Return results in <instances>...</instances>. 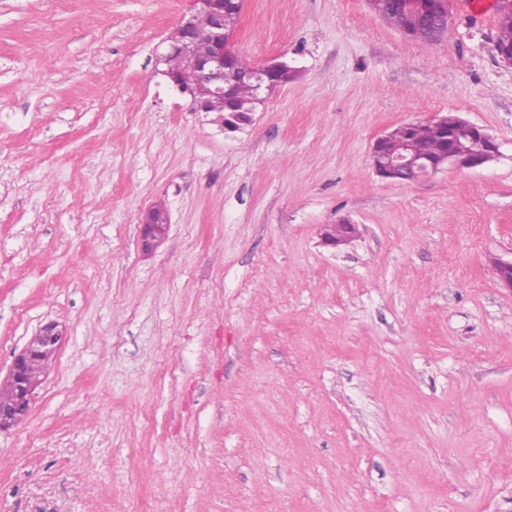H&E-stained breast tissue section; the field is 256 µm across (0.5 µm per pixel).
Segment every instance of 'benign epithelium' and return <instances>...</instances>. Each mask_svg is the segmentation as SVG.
I'll use <instances>...</instances> for the list:
<instances>
[{
    "instance_id": "1",
    "label": "benign epithelium",
    "mask_w": 512,
    "mask_h": 512,
    "mask_svg": "<svg viewBox=\"0 0 512 512\" xmlns=\"http://www.w3.org/2000/svg\"><path fill=\"white\" fill-rule=\"evenodd\" d=\"M191 2L193 8L189 15L183 17L179 26V29L184 32L183 40L170 45V53L177 52L191 59L211 91L222 95L226 91V85L236 79V75L227 64L232 38L226 35L224 29V0H191ZM202 16L209 20V35L213 50L207 56L198 57L194 54L192 33L196 30L197 20ZM286 67L288 62L276 58L262 66L254 67L249 78L257 89L265 90L270 84L269 75ZM454 121L458 131L464 134H479L486 139L488 149L482 157L469 158L452 150L439 163L422 162L410 153L385 156L382 154L383 139L380 138L374 143L370 153L371 168L384 179L403 182L407 179L418 180L448 166L480 167L499 154L498 144L484 129L459 115L454 117ZM168 223L169 219L166 215L156 217L150 212L147 213L143 222L139 224L144 250L151 251L160 243L168 230ZM495 271L499 281L505 287L512 288V259H496ZM63 338L64 333L58 328V324L53 321L47 322L39 327L25 348L14 356L8 374V380L14 388V396L10 403L0 404V431L17 425L27 417L36 390L43 383V380L30 376L28 366L34 360L55 357Z\"/></svg>"
}]
</instances>
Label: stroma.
I'll return each mask as SVG.
<instances>
[{
    "mask_svg": "<svg viewBox=\"0 0 512 512\" xmlns=\"http://www.w3.org/2000/svg\"><path fill=\"white\" fill-rule=\"evenodd\" d=\"M188 6L0 0V383L65 333L0 512H512L497 13L450 0L430 45L366 0H244L234 50L298 75L227 133L155 64ZM448 113L499 156L376 176L377 138ZM168 216L155 217L151 211L147 213L139 225L140 239L145 251L153 250L165 236L169 226Z\"/></svg>",
    "mask_w": 512,
    "mask_h": 512,
    "instance_id": "obj_1",
    "label": "stroma"
}]
</instances>
